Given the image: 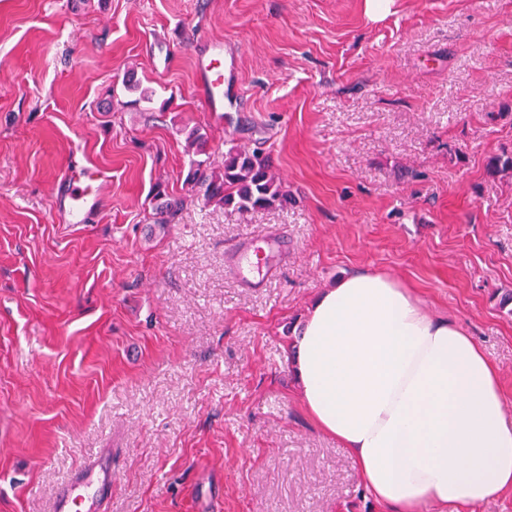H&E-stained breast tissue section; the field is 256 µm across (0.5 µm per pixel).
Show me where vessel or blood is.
Listing matches in <instances>:
<instances>
[{
	"label": "vessel or blood",
	"mask_w": 512,
	"mask_h": 512,
	"mask_svg": "<svg viewBox=\"0 0 512 512\" xmlns=\"http://www.w3.org/2000/svg\"><path fill=\"white\" fill-rule=\"evenodd\" d=\"M196 88L202 107L209 112L224 109V49L217 42L196 57ZM107 175L86 166L65 168L58 179L54 209L69 223L82 224L100 208L101 187ZM284 244L269 235L244 237L226 256L230 273L247 288H260L278 270L277 257ZM112 495V472L100 461L83 465L57 492L52 512H96Z\"/></svg>",
	"instance_id": "b4317fda"
}]
</instances>
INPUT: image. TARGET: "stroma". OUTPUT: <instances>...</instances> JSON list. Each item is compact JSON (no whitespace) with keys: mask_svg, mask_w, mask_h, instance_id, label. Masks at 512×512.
Here are the masks:
<instances>
[{"mask_svg":"<svg viewBox=\"0 0 512 512\" xmlns=\"http://www.w3.org/2000/svg\"><path fill=\"white\" fill-rule=\"evenodd\" d=\"M235 58L222 116L201 44ZM133 87H126V76ZM268 156L290 201L240 211L185 182ZM512 0H0V512H52L112 453L104 512H387L308 418L292 329L345 274L377 271L456 320L512 416ZM105 171L79 228L53 208L69 163ZM183 208L155 222L152 188ZM283 237L265 288L225 253ZM196 88L201 106L207 112H224V49L217 42L196 57Z\"/></svg>","mask_w":512,"mask_h":512,"instance_id":"1","label":"stroma"}]
</instances>
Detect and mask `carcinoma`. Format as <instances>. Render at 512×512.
<instances>
[{"instance_id":"carcinoma-1","label":"carcinoma","mask_w":512,"mask_h":512,"mask_svg":"<svg viewBox=\"0 0 512 512\" xmlns=\"http://www.w3.org/2000/svg\"><path fill=\"white\" fill-rule=\"evenodd\" d=\"M188 144L197 158L190 162L186 182L204 189L207 201L222 206H234L239 210L271 207L288 202L281 182L272 172L269 158L238 147L224 153V165L215 168L204 159L207 155V137L200 129L188 133ZM487 170L492 175L512 173V155L489 157ZM155 199L159 201L157 211L162 215L160 224L165 225L181 209L182 201L169 196L158 184Z\"/></svg>"}]
</instances>
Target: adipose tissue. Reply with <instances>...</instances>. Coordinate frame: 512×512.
I'll return each instance as SVG.
<instances>
[{
    "label": "adipose tissue",
    "instance_id": "adipose-tissue-1",
    "mask_svg": "<svg viewBox=\"0 0 512 512\" xmlns=\"http://www.w3.org/2000/svg\"><path fill=\"white\" fill-rule=\"evenodd\" d=\"M302 408L393 512L512 493V420L497 367L393 277L340 278L292 330Z\"/></svg>",
    "mask_w": 512,
    "mask_h": 512
}]
</instances>
